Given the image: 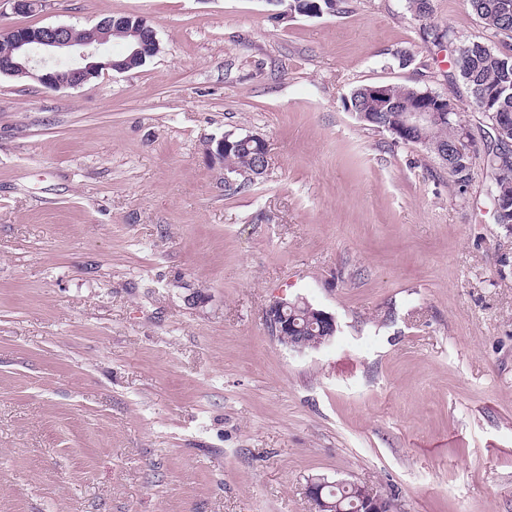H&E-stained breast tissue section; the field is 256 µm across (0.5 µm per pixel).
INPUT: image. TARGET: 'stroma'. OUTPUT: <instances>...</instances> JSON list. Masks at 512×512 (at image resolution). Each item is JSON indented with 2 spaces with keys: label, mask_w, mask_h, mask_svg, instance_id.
Masks as SVG:
<instances>
[{
  "label": "stroma",
  "mask_w": 512,
  "mask_h": 512,
  "mask_svg": "<svg viewBox=\"0 0 512 512\" xmlns=\"http://www.w3.org/2000/svg\"><path fill=\"white\" fill-rule=\"evenodd\" d=\"M138 16L158 53L49 90L0 75V512H316L309 479L394 512H512V233L345 107L429 89L472 122L452 60L482 34L433 0L278 21L267 0H41L0 29ZM262 136L228 193L204 147ZM336 319L289 350L265 311Z\"/></svg>",
  "instance_id": "1"
}]
</instances>
